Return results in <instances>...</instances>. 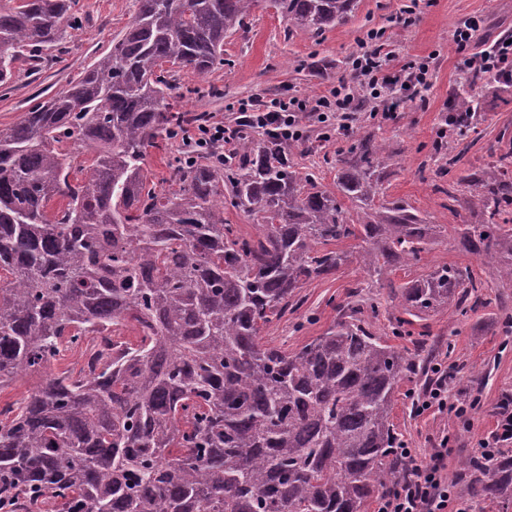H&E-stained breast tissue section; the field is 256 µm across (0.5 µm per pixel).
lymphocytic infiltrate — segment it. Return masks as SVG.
Wrapping results in <instances>:
<instances>
[{"label": "lymphocytic infiltrate", "instance_id": "obj_1", "mask_svg": "<svg viewBox=\"0 0 512 512\" xmlns=\"http://www.w3.org/2000/svg\"><path fill=\"white\" fill-rule=\"evenodd\" d=\"M476 27L472 21L453 34L460 69L469 86L512 84V44L505 38H494L486 41L480 52L470 53ZM429 78L428 60L398 58L384 31L371 29L351 58L348 77L337 85L312 97L276 99L261 107L247 99L239 103L237 110L249 127L286 143L302 140L311 126L328 141L336 133L348 130L351 114L358 111L362 101L382 103L380 117L384 120L395 118L398 109L407 105L426 107ZM232 137L223 122L210 121L184 128L181 142L184 150L204 152L220 162L224 159L223 147L231 143ZM411 405L414 414L433 408L451 418L459 430L468 431L481 400L476 396L450 399L448 375L440 371L423 398L412 400ZM449 442V436H442L426 462L418 460L414 449L401 448V455L410 463L409 470L380 496L376 512H467L445 472Z\"/></svg>", "mask_w": 512, "mask_h": 512}]
</instances>
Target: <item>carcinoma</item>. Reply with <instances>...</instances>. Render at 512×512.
Returning <instances> with one entry per match:
<instances>
[{
    "mask_svg": "<svg viewBox=\"0 0 512 512\" xmlns=\"http://www.w3.org/2000/svg\"><path fill=\"white\" fill-rule=\"evenodd\" d=\"M76 0L0 4V86L16 63L46 60L77 26ZM358 0H138L111 49L0 131V389L37 378L0 420V512H364L409 463L391 421L415 357L374 329L377 299L336 307L299 351L263 341L297 289L356 261L388 288L394 336L446 309L463 322L491 299L468 267L390 275L438 244L422 213L382 192L393 155L351 132L336 182L299 172L276 138H240L224 164L169 161L149 180V149L207 120L171 100L177 75L224 64V38L272 9L317 36ZM470 130L479 104L458 91ZM468 144L436 139L434 192L479 213L454 229L512 288V139L486 167ZM230 205L257 235L224 222ZM359 240L354 256L333 246ZM129 327L74 373L45 371L67 346ZM460 483L512 504V454L466 457Z\"/></svg>",
    "mask_w": 512,
    "mask_h": 512,
    "instance_id": "cac0c4a2",
    "label": "carcinoma"
}]
</instances>
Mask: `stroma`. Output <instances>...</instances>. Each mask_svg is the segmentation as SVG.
<instances>
[{"label":"stroma","instance_id":"1","mask_svg":"<svg viewBox=\"0 0 512 512\" xmlns=\"http://www.w3.org/2000/svg\"><path fill=\"white\" fill-rule=\"evenodd\" d=\"M410 3L411 0H359L357 10L345 25L319 37L294 27L273 12L254 10L245 29L225 39L223 66L204 79L189 70L180 72L175 105L234 126L238 100L250 98L261 104L292 95L314 96L344 74L365 31L385 29L397 55L430 58L429 104L406 110L385 122L372 119L371 109L366 106L356 113L351 128L376 133L393 151L394 160L383 185L388 198L408 201L426 215L429 223L448 232L475 223L476 215L464 207L451 211L443 206L441 199L419 179L417 170L428 159L426 147L444 122L449 98L463 85L452 41L454 31L475 20L480 25L479 39L512 33V0H433L432 5L419 6L411 22L400 23L398 17ZM76 9L82 25L62 43L55 59L35 74L28 72L25 63H17L12 84L6 89L0 87V130L13 126L32 106L63 90L84 67L107 51L113 35L131 23L135 0H77ZM479 97V124L466 135L474 143L468 157L476 166L484 165L497 149L499 133L507 127L512 129L511 91L487 89ZM344 145L341 138L321 140L317 130L312 129L300 141L292 160L298 170H316L322 184L329 186L334 173L328 161ZM445 264L471 268L477 278L492 285L497 282L493 267L454 240L441 241L420 263L397 271L393 280L401 284ZM357 286L363 296L378 293L377 288L368 287L364 273L353 263L335 274L308 282L298 289L295 306L268 329L267 342L290 353L298 351L334 323L336 304L347 302L349 292ZM500 294L504 307L479 310L464 323H457L445 309L427 320L433 341L453 347L450 355L438 358L451 375L449 395H477L482 400L472 430L459 434L448 458V478L452 481L464 458L476 451L478 439L493 430L500 400L512 395V335H505L501 325L504 315H512V288L501 289ZM425 392L420 377L404 379L392 412L400 438L415 448L421 459L429 458L442 434L453 429L452 420L442 414L412 413V397Z\"/></svg>","mask_w":512,"mask_h":512}]
</instances>
